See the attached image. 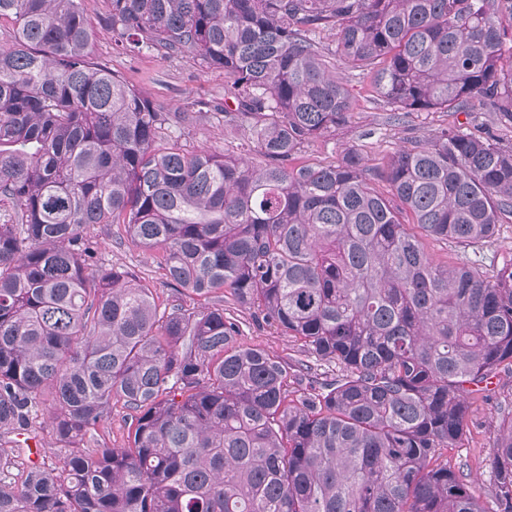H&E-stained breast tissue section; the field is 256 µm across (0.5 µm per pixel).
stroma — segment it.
<instances>
[{"label":"stroma","instance_id":"obj_1","mask_svg":"<svg viewBox=\"0 0 512 512\" xmlns=\"http://www.w3.org/2000/svg\"><path fill=\"white\" fill-rule=\"evenodd\" d=\"M106 0H92L88 18L92 30L91 49L96 62L121 75L143 96L164 110L173 112L190 108L201 98H224V73L205 69L186 58H164L157 54H133L116 44L110 25L105 23ZM343 77L355 104L354 117L335 136L314 141L296 156L297 163L325 165L337 161L343 150L353 148L366 159L369 167H383L399 148L453 122H466V115L449 112H416L399 126L389 125V108L381 97L372 95L369 81L360 72L347 70ZM242 133L225 130L223 125L202 124L181 138L188 150L215 153H240ZM90 245L99 265L116 266L127 271L142 285L151 288L158 303L177 301L197 305L196 297L176 294L168 285L159 264V255L134 242L121 224H98L90 232ZM224 313L237 319L241 332L238 344L256 345L284 357L289 362L302 361L312 367L317 379L338 375L335 364L316 360L303 341L282 329L255 320L251 309L224 298ZM489 392L475 393L466 420V432L456 447L445 450L448 465L464 480L475 484L485 508H493L495 478L491 459L494 441L502 425V414L512 409V367L499 366L492 373Z\"/></svg>","mask_w":512,"mask_h":512}]
</instances>
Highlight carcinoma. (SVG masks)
I'll return each mask as SVG.
<instances>
[{"label": "carcinoma", "mask_w": 512, "mask_h": 512, "mask_svg": "<svg viewBox=\"0 0 512 512\" xmlns=\"http://www.w3.org/2000/svg\"><path fill=\"white\" fill-rule=\"evenodd\" d=\"M108 3L137 52L224 71V102L166 112L93 61L89 0H0V512H512V411L495 509L439 462L467 385L512 366V264L483 272L512 217V143L455 123L384 168L353 149L294 163L354 112L327 29L388 120L478 99L512 129V0ZM209 121L262 162L182 148ZM406 216L474 259L434 263ZM95 224L125 225L205 303L161 308L94 267ZM226 289L342 374L288 399L290 364L236 344ZM114 398L131 445L81 448ZM43 411L57 460L15 475L8 435Z\"/></svg>", "instance_id": "cac0c4a2"}]
</instances>
